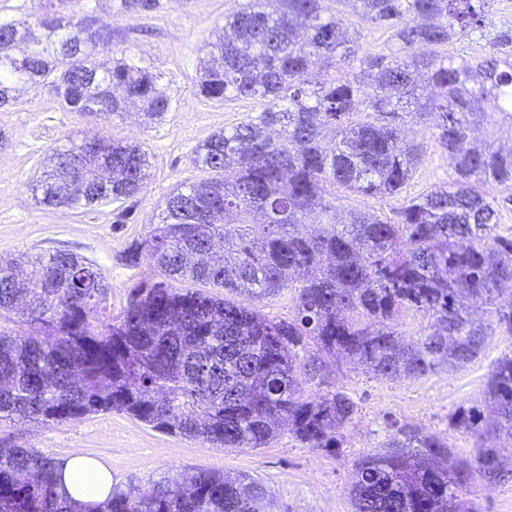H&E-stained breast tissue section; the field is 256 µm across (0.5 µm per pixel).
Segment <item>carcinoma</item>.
Instances as JSON below:
<instances>
[{"label":"carcinoma","mask_w":512,"mask_h":512,"mask_svg":"<svg viewBox=\"0 0 512 512\" xmlns=\"http://www.w3.org/2000/svg\"><path fill=\"white\" fill-rule=\"evenodd\" d=\"M79 0L49 3L37 23L43 38L22 58L10 46L28 40L0 22V107L24 84L47 87L72 112L109 120L135 109L153 120L171 98L153 71L94 62L109 45L83 26ZM345 0H246L209 43L213 65L199 94L260 97L254 119L212 134L193 163L208 176L173 189L159 223L124 252L147 256L160 281H142L116 318L100 315L111 284L93 262L68 250L34 256L27 277L0 263V312L25 300L35 336L0 332V422L44 424L122 412L154 429L218 447L263 448L286 427L309 448H335L356 414L341 391L302 395L316 357L345 354L384 378H422L478 355L488 329L512 335V238L498 233L497 210L482 186L512 188V147L476 143L473 125L488 112L512 121V54L477 58L439 54L481 25L487 0H351L367 23L394 31L401 55L361 53L335 5ZM118 14L157 13L164 0H113ZM347 71L321 84L319 65ZM433 123L455 171L449 185L403 202L391 217L351 211L336 222L342 187L364 196H399L423 156L403 142L405 119ZM143 146L85 134L52 149L33 185L39 202L89 208L131 199L149 175ZM318 225L305 234L302 227ZM190 283L176 288L174 283ZM237 296L228 300L206 287ZM296 296L294 318L271 322L253 304L281 291ZM484 306L495 324L472 318ZM431 314L437 330L411 345L396 331L401 311ZM357 312L364 320L343 316ZM489 420L476 406L453 414L455 429L512 438V356L493 366ZM386 449L359 459L350 497L354 512H476L463 498L480 479L512 473L496 448L460 461L438 437L399 428ZM62 464L33 448L0 443V512H265L254 481L203 468L147 489L112 487L85 505L62 488Z\"/></svg>","instance_id":"1"}]
</instances>
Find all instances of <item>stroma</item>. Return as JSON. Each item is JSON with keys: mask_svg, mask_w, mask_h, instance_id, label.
<instances>
[{"mask_svg": "<svg viewBox=\"0 0 512 512\" xmlns=\"http://www.w3.org/2000/svg\"><path fill=\"white\" fill-rule=\"evenodd\" d=\"M85 12L112 31L111 45L99 49L98 64L127 60L160 74L172 108L159 121L144 122L130 111L111 122L63 108L46 90L20 89L12 106L0 109V259L14 262L25 273L37 253L69 250L93 261L111 284L105 308L119 315L130 287L157 280L159 269L148 260L128 266L123 253L148 236L157 223L159 205L176 186L199 181L204 173L193 162L197 147L211 134L231 128L264 109L261 98L231 96L223 103L198 92L210 58L208 44L226 16L242 0H166L161 12L147 16L113 13L110 0H81ZM512 36V0H489L482 26L446 49L454 57L478 56L495 40ZM101 132L142 143L151 158L149 177L139 194L89 209L54 208L36 203L29 183L41 172L51 148L67 145L83 134ZM407 140L422 144L423 162L400 198L336 192V209L390 214L401 201L420 196L449 182L454 171L448 153L424 125L406 124ZM512 354V336L493 330L479 355L461 367H444L419 379L386 380L363 364L328 357L320 373L305 381L304 396L339 390L357 405L351 422L339 432L336 448H309L288 431L262 448H216L169 435L118 412L91 414L78 420L0 424V439L34 448L57 461L75 453L106 465L113 484L146 488L162 476L190 468L243 475L261 482L268 494L267 512H353L349 486L355 462L381 450L396 426L411 425L447 441L451 453L473 460L478 446L499 449L512 458V439L491 435L477 439L450 425L462 405L479 406L485 417L495 407L485 401L488 374L498 358Z\"/></svg>", "mask_w": 512, "mask_h": 512, "instance_id": "1", "label": "stroma"}]
</instances>
